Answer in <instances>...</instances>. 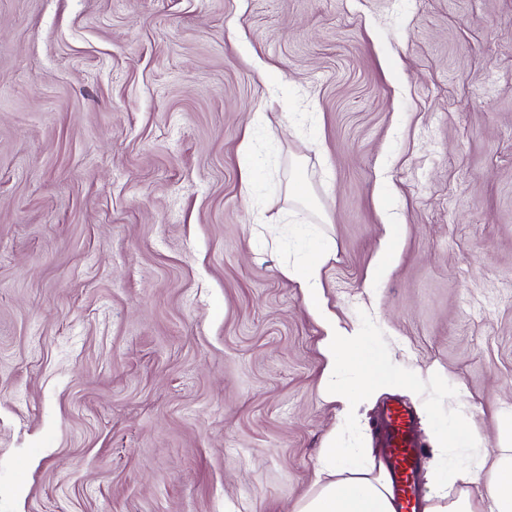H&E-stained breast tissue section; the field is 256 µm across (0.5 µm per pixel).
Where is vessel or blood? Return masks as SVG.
<instances>
[{"mask_svg": "<svg viewBox=\"0 0 512 512\" xmlns=\"http://www.w3.org/2000/svg\"><path fill=\"white\" fill-rule=\"evenodd\" d=\"M379 442L390 451L385 463L395 512H415L418 499L417 471L424 445L415 433V419L401 403L386 404L380 415Z\"/></svg>", "mask_w": 512, "mask_h": 512, "instance_id": "b4317fda", "label": "vessel or blood"}]
</instances>
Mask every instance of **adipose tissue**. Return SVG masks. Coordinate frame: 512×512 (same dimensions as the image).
<instances>
[{"label": "adipose tissue", "instance_id": "ef3b65f1", "mask_svg": "<svg viewBox=\"0 0 512 512\" xmlns=\"http://www.w3.org/2000/svg\"><path fill=\"white\" fill-rule=\"evenodd\" d=\"M319 464L330 479L317 483L292 512H393L391 482L385 470L365 466L349 448L328 440L321 450ZM483 462L438 474V484L461 482L485 485L489 512H512V449L494 463L491 476H484Z\"/></svg>", "mask_w": 512, "mask_h": 512}]
</instances>
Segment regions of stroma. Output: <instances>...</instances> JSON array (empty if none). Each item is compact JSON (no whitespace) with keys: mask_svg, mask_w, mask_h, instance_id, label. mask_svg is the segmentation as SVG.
<instances>
[{"mask_svg":"<svg viewBox=\"0 0 512 512\" xmlns=\"http://www.w3.org/2000/svg\"><path fill=\"white\" fill-rule=\"evenodd\" d=\"M261 217L320 227L328 320L367 312L495 456L512 0H0V512H291L312 492L345 418L326 320L254 238ZM395 397L432 495L423 396L380 388L364 445L385 459Z\"/></svg>","mask_w":512,"mask_h":512,"instance_id":"obj_1","label":"stroma"}]
</instances>
